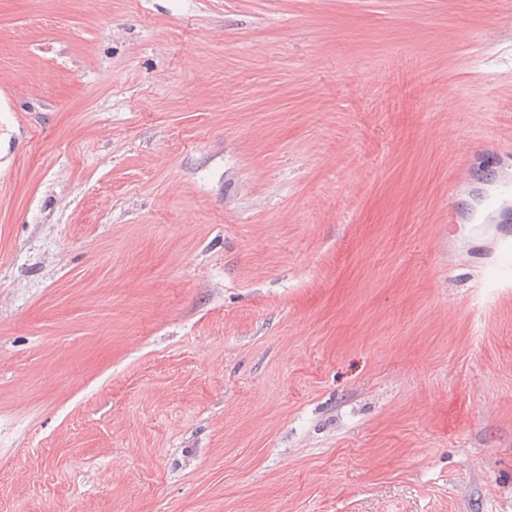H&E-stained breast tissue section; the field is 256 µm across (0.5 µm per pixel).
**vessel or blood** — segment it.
<instances>
[{
  "instance_id": "obj_1",
  "label": "vessel or blood",
  "mask_w": 512,
  "mask_h": 512,
  "mask_svg": "<svg viewBox=\"0 0 512 512\" xmlns=\"http://www.w3.org/2000/svg\"><path fill=\"white\" fill-rule=\"evenodd\" d=\"M509 210H512V175L503 179L501 188L483 198L474 228L480 236L494 234L496 252L490 277L495 283L504 285L512 283V237L500 234L499 226L503 214Z\"/></svg>"
}]
</instances>
